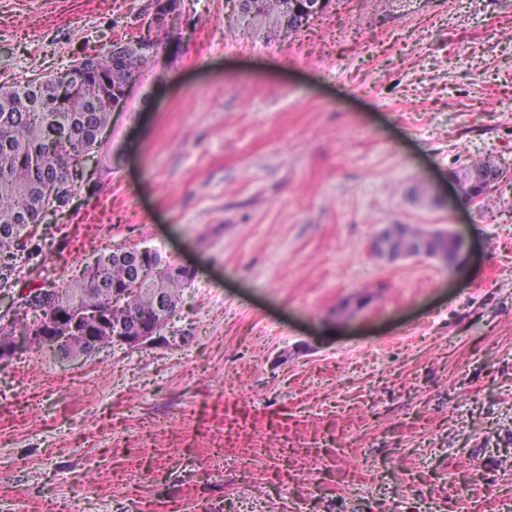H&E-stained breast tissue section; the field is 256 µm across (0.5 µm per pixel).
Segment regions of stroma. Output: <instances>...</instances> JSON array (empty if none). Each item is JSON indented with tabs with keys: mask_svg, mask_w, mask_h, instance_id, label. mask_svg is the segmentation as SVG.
Returning <instances> with one entry per match:
<instances>
[{
	"mask_svg": "<svg viewBox=\"0 0 512 512\" xmlns=\"http://www.w3.org/2000/svg\"><path fill=\"white\" fill-rule=\"evenodd\" d=\"M153 11L0 0V85ZM178 13L15 288L154 247L194 270L177 342L1 360L0 512H512V0H331L287 36L227 0ZM479 159L496 187L455 197ZM384 224L453 227L469 256L381 259Z\"/></svg>",
	"mask_w": 512,
	"mask_h": 512,
	"instance_id": "35a3bbf8",
	"label": "stroma"
}]
</instances>
